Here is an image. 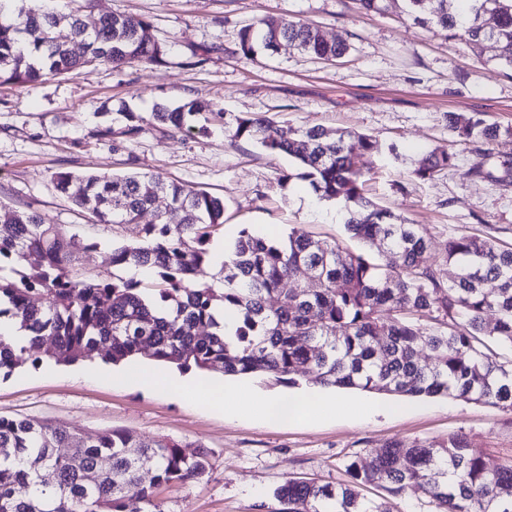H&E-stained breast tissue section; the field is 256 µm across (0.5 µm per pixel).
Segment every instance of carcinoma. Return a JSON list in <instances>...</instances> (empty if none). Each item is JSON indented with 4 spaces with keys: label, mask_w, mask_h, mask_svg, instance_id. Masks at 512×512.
<instances>
[{
    "label": "carcinoma",
    "mask_w": 512,
    "mask_h": 512,
    "mask_svg": "<svg viewBox=\"0 0 512 512\" xmlns=\"http://www.w3.org/2000/svg\"><path fill=\"white\" fill-rule=\"evenodd\" d=\"M82 2L66 12L55 0L23 3L8 19L0 2V81L36 83L97 63L167 64L170 46L144 34L152 29L148 19L104 14L87 31L80 17L91 0ZM405 8L416 22L445 28L476 51L493 39L499 62L512 69V0H405ZM62 23L74 40L91 47L89 53L77 55L56 41ZM238 38L247 59L275 54L279 41L323 61L336 62L350 50L286 16L245 25ZM122 116L123 125L106 126L98 135L134 144L147 125L181 131L201 117L200 134L220 125L234 142L288 156L318 199L346 213L345 229L364 249L345 250L295 228L285 239L267 240L245 227L222 264L224 287L214 288L197 274L223 231L224 198L159 174L59 171L55 189L90 212L93 224H135L139 236L112 249V271L87 275L79 255L97 244L38 212L0 206V262L22 252L34 257L35 269L17 279L0 275V298L8 303L0 319L16 320L25 332L13 345L0 339V369L16 368L24 354L47 343L51 358L62 364L103 345L105 360L115 365L141 355L226 376L293 384L301 374L323 387L453 397L512 410V360H500L485 341L488 336L512 347V248L489 237H451L444 261L456 272L441 279L418 226L368 196L375 172L358 168L357 158L378 152L372 137L321 125L293 127L257 113L229 115L196 101L159 105L146 117ZM448 128L465 140L512 142V126L489 123L478 113L450 112ZM454 165V153L435 148L413 160L411 175L428 180ZM296 175L285 172L279 182ZM159 197L170 209L151 224L140 223ZM132 269H146L153 278L127 275ZM301 269L306 280L288 287ZM488 282L496 287L485 288ZM489 311L496 313L492 325ZM226 313L239 321L232 342L224 334ZM424 350L432 353L429 364L421 363ZM189 447L120 429L84 438L63 425L0 417V512H164L157 489L208 474L207 452L188 453ZM346 472L349 481L336 487L286 480L274 490L281 512H386L361 494L372 483L392 495L411 488L435 512H512V460L492 467L482 449L459 436L392 441L372 460L350 462Z\"/></svg>",
    "instance_id": "1"
}]
</instances>
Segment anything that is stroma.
<instances>
[{
  "mask_svg": "<svg viewBox=\"0 0 512 512\" xmlns=\"http://www.w3.org/2000/svg\"><path fill=\"white\" fill-rule=\"evenodd\" d=\"M94 14L148 18L171 51L164 67L90 65L36 84L0 83V204L42 213L71 234L97 240L82 269L110 267L114 245L136 236L132 225L106 230L87 223L53 184L55 172L159 174L224 197V236L242 228L281 237L297 226L319 239L355 248L334 204L311 205L306 182L279 183L288 156L248 142H230L223 128L208 134L162 135L146 128L133 150L98 137L113 112H152L156 105L213 102L225 112L267 113L290 125H321L370 135L380 151L373 199L418 225L434 264L448 238L481 235L512 247V146L472 143L449 130L451 112L478 113L512 126V71L493 45L475 52L447 30L415 24L402 0L385 14L365 13L355 0H93ZM290 16L350 45L336 63L291 47L249 60L238 32L266 16ZM207 51L197 62L196 52ZM445 148L455 166L422 181L413 159ZM143 359L115 366L95 350L70 365L44 351L0 372V416L51 420L90 435L122 429L134 436L197 442L210 452L201 481L161 489L164 512H279L274 489L291 478L347 482V464L368 460L393 440L435 441L459 434L488 462L512 459V411L446 397L394 399L395 412L365 418L325 416L302 424L263 423L197 405L193 398L142 389Z\"/></svg>",
  "mask_w": 512,
  "mask_h": 512,
  "instance_id": "obj_1",
  "label": "stroma"
}]
</instances>
